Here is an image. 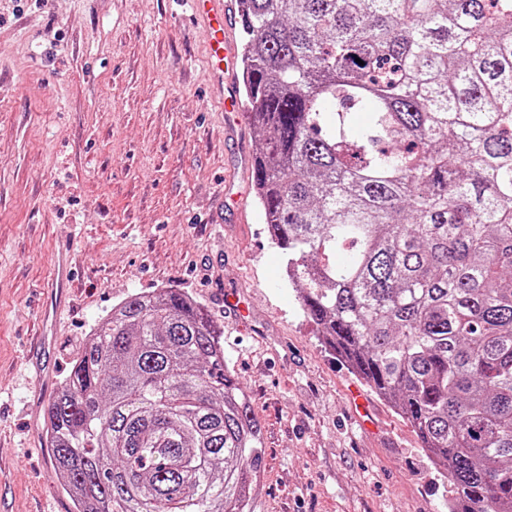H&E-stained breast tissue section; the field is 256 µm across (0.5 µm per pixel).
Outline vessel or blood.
Listing matches in <instances>:
<instances>
[{"mask_svg":"<svg viewBox=\"0 0 512 512\" xmlns=\"http://www.w3.org/2000/svg\"><path fill=\"white\" fill-rule=\"evenodd\" d=\"M192 14L203 25L209 39L206 46L208 72L216 86H223L227 75L236 72L238 50L225 37L224 26L231 15L228 0H189Z\"/></svg>","mask_w":512,"mask_h":512,"instance_id":"1","label":"vessel or blood"}]
</instances>
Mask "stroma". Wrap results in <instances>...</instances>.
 <instances>
[{"mask_svg":"<svg viewBox=\"0 0 512 512\" xmlns=\"http://www.w3.org/2000/svg\"><path fill=\"white\" fill-rule=\"evenodd\" d=\"M204 39L186 0H0V512H75L45 411L90 330L160 288L224 331L262 430L254 512H448L413 428L324 349L289 286L255 198L258 139L221 111ZM64 238L76 274L57 309Z\"/></svg>","mask_w":512,"mask_h":512,"instance_id":"1","label":"stroma"}]
</instances>
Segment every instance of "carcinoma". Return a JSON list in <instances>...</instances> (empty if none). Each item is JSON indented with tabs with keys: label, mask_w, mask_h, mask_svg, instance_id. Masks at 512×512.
<instances>
[{
	"label": "carcinoma",
	"mask_w": 512,
	"mask_h": 512,
	"mask_svg": "<svg viewBox=\"0 0 512 512\" xmlns=\"http://www.w3.org/2000/svg\"><path fill=\"white\" fill-rule=\"evenodd\" d=\"M238 13L256 199L302 310L449 512H512V0ZM223 334L173 288L90 331L45 412L77 512H251L262 432Z\"/></svg>",
	"instance_id": "1"
}]
</instances>
